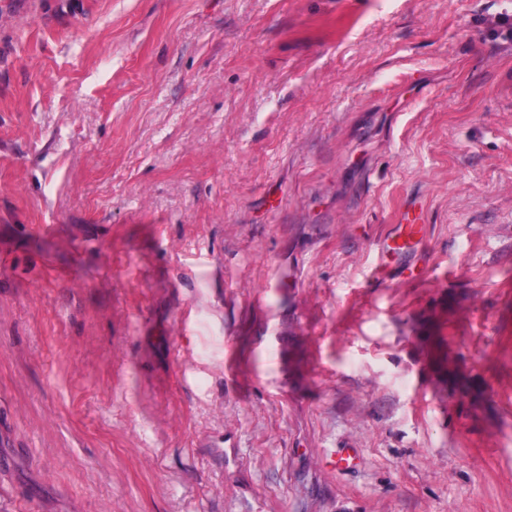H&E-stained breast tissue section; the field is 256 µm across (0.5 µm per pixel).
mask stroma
<instances>
[{"mask_svg":"<svg viewBox=\"0 0 512 512\" xmlns=\"http://www.w3.org/2000/svg\"><path fill=\"white\" fill-rule=\"evenodd\" d=\"M0 454V512H512V0H0ZM403 224L399 225V231L395 237L389 238L381 247L385 258L391 260H405L412 252L410 240L419 233V224H422L420 214L407 213L403 217Z\"/></svg>","mask_w":512,"mask_h":512,"instance_id":"1","label":"stroma"}]
</instances>
